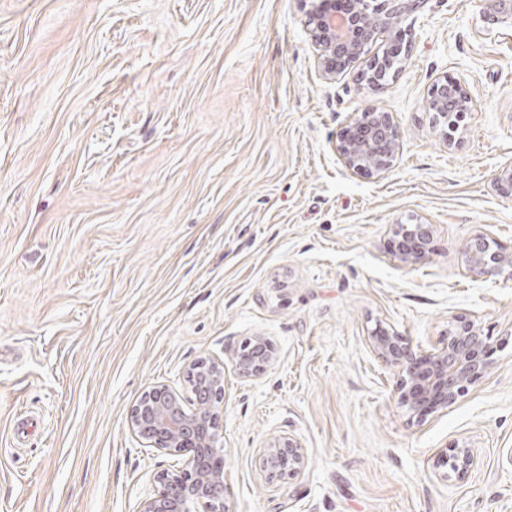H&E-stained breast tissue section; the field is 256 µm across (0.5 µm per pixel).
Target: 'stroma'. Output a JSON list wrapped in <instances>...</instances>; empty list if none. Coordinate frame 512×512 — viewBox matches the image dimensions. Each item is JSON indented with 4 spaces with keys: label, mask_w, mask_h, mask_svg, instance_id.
Returning <instances> with one entry per match:
<instances>
[{
    "label": "stroma",
    "mask_w": 512,
    "mask_h": 512,
    "mask_svg": "<svg viewBox=\"0 0 512 512\" xmlns=\"http://www.w3.org/2000/svg\"><path fill=\"white\" fill-rule=\"evenodd\" d=\"M482 0L404 21L387 89L324 80L301 0H0V512H140L183 456L128 411L201 357L224 365L229 512H512V276L475 280L464 246L512 251V39ZM475 102L446 145L428 93ZM394 113L393 168L348 172L336 134ZM431 225L407 269L395 228ZM490 342L458 403L415 416L368 345L375 324L428 353L459 321ZM268 338L244 377L229 350ZM308 459L269 482L260 454ZM475 465L437 466L454 443ZM229 354L237 372L248 377L264 374L275 360L272 347L263 336H254ZM261 464L268 479L286 480L299 476L308 461L299 441L284 434L270 439L262 448Z\"/></svg>",
    "instance_id": "35a3bbf8"
}]
</instances>
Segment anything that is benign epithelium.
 <instances>
[{"mask_svg": "<svg viewBox=\"0 0 512 512\" xmlns=\"http://www.w3.org/2000/svg\"><path fill=\"white\" fill-rule=\"evenodd\" d=\"M310 35L317 50L321 76L334 80L352 64L363 63L358 81L371 90L393 79L395 63L408 54L402 23L406 15L425 7L428 0H345L346 13L327 11L336 0H304ZM484 21L497 30L512 32V0H486ZM380 43L381 52L366 56L368 47ZM471 97L448 93V76L436 80L430 107L437 120L448 128L452 139L460 129ZM401 127L392 112H363L353 116L336 136V152L352 174L387 172L399 152ZM398 259L415 266L431 254L430 225L416 222L397 225ZM485 233L473 236L465 248L466 268L476 279H489L512 267V254L492 247ZM372 352L388 367L399 370L394 387L398 402L411 412L446 409L463 396L466 384L481 377L488 363L489 342L478 325L461 323L448 342L427 354H417L401 335L377 327L368 336ZM234 368L241 375L264 374L274 360L269 341L255 336L230 351ZM194 382L195 408L187 414L181 395L167 385L143 391L128 414L132 433L148 447L168 455H185L191 469L160 470L153 482L156 493L146 499L142 512H226V484L222 415L224 411V364L201 357L186 371ZM442 463L466 471L474 457L465 444H456ZM261 464L271 480L294 479L308 466L302 446L295 437L280 435L270 439L261 452Z\"/></svg>", "mask_w": 512, "mask_h": 512, "instance_id": "7a95c632", "label": "benign epithelium"}]
</instances>
